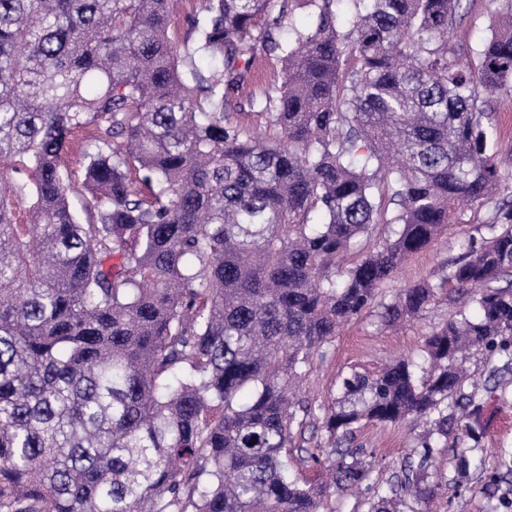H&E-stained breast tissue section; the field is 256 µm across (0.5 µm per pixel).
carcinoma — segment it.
<instances>
[{
  "mask_svg": "<svg viewBox=\"0 0 512 512\" xmlns=\"http://www.w3.org/2000/svg\"><path fill=\"white\" fill-rule=\"evenodd\" d=\"M460 2L198 0L176 42L170 0H0V512H338L333 487L416 512L450 433L454 484L506 504L512 458L485 469L472 417L512 375V194L487 133L512 0H488L474 59ZM262 56L282 81L242 99ZM493 200L446 277L474 313L420 362L350 370L319 444L296 443L314 356L373 307L421 316L437 285L379 290ZM414 422L400 473L373 478L357 432Z\"/></svg>",
  "mask_w": 512,
  "mask_h": 512,
  "instance_id": "carcinoma-1",
  "label": "carcinoma"
}]
</instances>
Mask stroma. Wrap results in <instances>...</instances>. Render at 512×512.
<instances>
[{
    "instance_id": "stroma-1",
    "label": "stroma",
    "mask_w": 512,
    "mask_h": 512,
    "mask_svg": "<svg viewBox=\"0 0 512 512\" xmlns=\"http://www.w3.org/2000/svg\"><path fill=\"white\" fill-rule=\"evenodd\" d=\"M495 120L489 131L490 149L504 177L512 178V94H502L494 104ZM489 207H474L459 213L438 240L411 255L383 287L385 297L426 279L438 284L435 302L416 320L396 327L381 325L374 313L363 314L342 327L323 355L317 356L307 377L303 394L313 404H327L337 388L341 372L354 366H374L404 354L418 352L424 336L446 319L458 306L456 295L441 287L454 262L462 254L461 245L469 238H481ZM483 410L477 421L482 434L480 446L487 469L498 468L504 452H512V377L506 378L496 394L482 399ZM417 435L410 425L369 424L358 433V440L372 452L373 475L391 477L413 446Z\"/></svg>"
}]
</instances>
